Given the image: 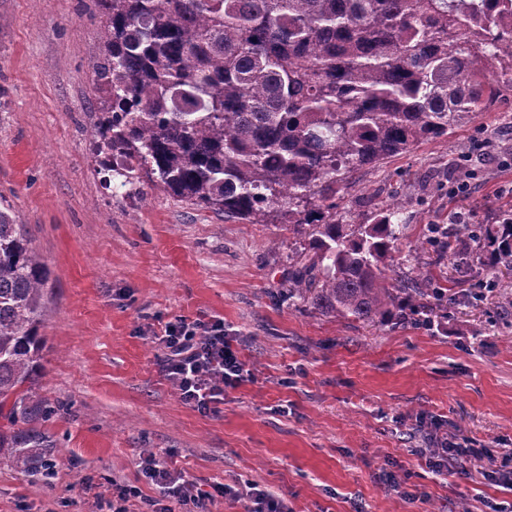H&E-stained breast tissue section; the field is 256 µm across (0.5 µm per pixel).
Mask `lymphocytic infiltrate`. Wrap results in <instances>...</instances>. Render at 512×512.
Returning <instances> with one entry per match:
<instances>
[{
    "mask_svg": "<svg viewBox=\"0 0 512 512\" xmlns=\"http://www.w3.org/2000/svg\"><path fill=\"white\" fill-rule=\"evenodd\" d=\"M152 341L161 351L165 378L181 400L197 410L216 411L224 401L226 389L237 388L251 378L234 337L226 333L223 323L178 318L165 323L162 333L154 334ZM420 454L433 473L442 475L451 471L459 458L481 459L490 456L491 451L466 448L443 439L421 449ZM145 474L159 489L158 498L149 503L150 512H177L189 504L199 507L206 499L205 493L181 473L159 460H149Z\"/></svg>",
    "mask_w": 512,
    "mask_h": 512,
    "instance_id": "lymphocytic-infiltrate-1",
    "label": "lymphocytic infiltrate"
}]
</instances>
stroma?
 <instances>
[{
	"label": "stroma",
	"mask_w": 512,
	"mask_h": 512,
	"mask_svg": "<svg viewBox=\"0 0 512 512\" xmlns=\"http://www.w3.org/2000/svg\"><path fill=\"white\" fill-rule=\"evenodd\" d=\"M102 30L94 0H0V196L50 270L38 388L65 406L43 427L59 448L53 475L0 464V512H112L124 486L140 491L129 512H146L150 455L203 491L259 484L290 512H482L487 499L512 512L483 464L436 475L416 454L423 421L463 446L512 449V271L464 277L427 243L455 215L490 224L512 209V92L336 196L350 224L406 199L393 265L455 297L441 326L337 319L283 297L297 247L284 225L106 188L89 141ZM464 179L467 196L452 197ZM179 316L223 321L240 340L253 379L218 412L184 404L160 370L151 336ZM390 461L397 491L377 479Z\"/></svg>",
	"instance_id": "35a3bbf8"
}]
</instances>
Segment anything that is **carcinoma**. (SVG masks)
Listing matches in <instances>:
<instances>
[{
  "mask_svg": "<svg viewBox=\"0 0 512 512\" xmlns=\"http://www.w3.org/2000/svg\"><path fill=\"white\" fill-rule=\"evenodd\" d=\"M99 165L127 194L148 181L245 224L276 220L300 241L288 301L369 323L454 302L431 281H391L404 201L346 224L348 176L448 139L512 90V0H96ZM459 252L512 270V211L462 224ZM49 271L0 198V463L49 475L39 428Z\"/></svg>",
  "mask_w": 512,
  "mask_h": 512,
  "instance_id": "1",
  "label": "carcinoma"
}]
</instances>
